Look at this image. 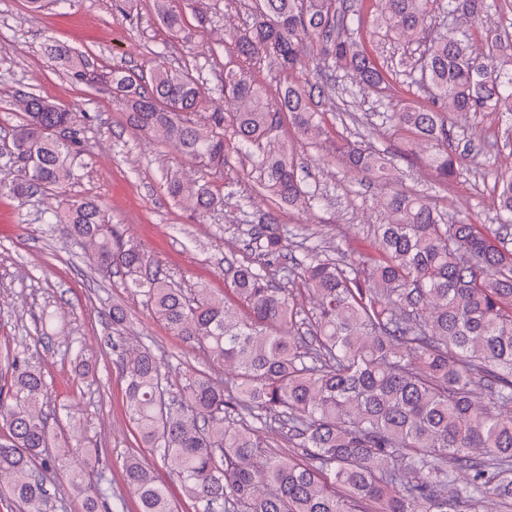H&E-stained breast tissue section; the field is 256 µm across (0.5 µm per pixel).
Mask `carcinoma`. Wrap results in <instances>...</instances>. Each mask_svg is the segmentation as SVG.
<instances>
[{"label": "carcinoma", "instance_id": "1", "mask_svg": "<svg viewBox=\"0 0 512 512\" xmlns=\"http://www.w3.org/2000/svg\"><path fill=\"white\" fill-rule=\"evenodd\" d=\"M161 22L184 33L181 0H156ZM452 11L473 23L487 0H379L364 16L342 0H255L243 32L232 36L239 61L224 72L231 111L191 118L205 92L187 70L156 66L149 80L122 68L100 75L89 60L48 40L46 51L77 82H111L127 122L215 171L225 144L244 147L259 193L293 204L314 199L300 176L294 146L279 139L282 114L309 143L323 134L318 102L342 72L368 89H387V72L347 36L369 25L380 40L413 41ZM315 47L320 81L289 84L275 99L251 69L270 60L302 64ZM466 39L437 34L424 55L398 65L427 87V102L403 100L383 113L389 127L432 150L446 183L459 161L448 116L486 110L512 116V66ZM13 136L24 182L18 198L61 188L74 171L79 134L89 122L33 92ZM352 168L391 183L386 156L355 142L336 146ZM166 191L201 213L223 199L200 184L171 178ZM502 224L448 220L426 197L396 190L380 202L370 249L341 260L314 256L287 265L271 219L259 224L263 262L225 260L235 298L200 284L187 293L162 274L143 248L109 224L94 201H69L53 215L60 230L90 247L104 274H122L156 318L228 378L191 368L182 382L152 349L121 341L128 413L140 439L157 450L183 498L202 512H479L496 502L512 509V176L501 179ZM297 288L273 283L277 274ZM307 295L311 307L298 297ZM12 380L0 392V498L17 512H47V485L63 471L81 512H112V482L86 481L98 449L60 442L44 410L48 387L28 349L6 356ZM122 477L138 512H178L168 482L131 453Z\"/></svg>", "mask_w": 512, "mask_h": 512}]
</instances>
